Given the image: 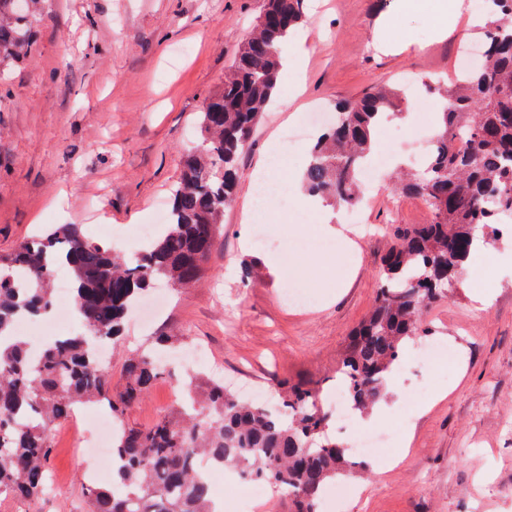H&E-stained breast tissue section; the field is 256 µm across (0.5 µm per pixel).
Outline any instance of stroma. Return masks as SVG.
<instances>
[{"instance_id":"obj_1","label":"stroma","mask_w":512,"mask_h":512,"mask_svg":"<svg viewBox=\"0 0 512 512\" xmlns=\"http://www.w3.org/2000/svg\"><path fill=\"white\" fill-rule=\"evenodd\" d=\"M262 0H41L35 49L0 68V253L52 224L130 229L152 223L169 204L181 161L200 146L206 100L224 83L234 54L261 12ZM309 54L302 76L286 73L239 157L234 201L224 212L204 278L192 288L159 282L145 298L165 297L150 327L127 318L107 369L113 386L134 350L168 337L177 352L201 347L205 364L178 367L125 416L132 425L176 415L186 389L208 379L225 385L307 382L329 394L351 333L370 310L392 224H427L416 197L397 192L391 172L362 194L359 236L342 213L347 236L338 249L284 255L295 208H275L265 226L269 245L251 242L246 219L258 164L295 118L408 79H450L466 44L479 39L432 31L438 0L401 12L400 0H306ZM412 125L397 150L399 167L421 163L438 127L441 98L432 91L406 100ZM279 266L271 268L267 256ZM259 266L245 281L241 268ZM477 287L493 294L474 309L468 289L450 293L423 314L422 326L453 352H466L462 382L413 365L401 374L395 405L416 403L398 446L380 449L367 473L328 482L318 512H512V239L471 255ZM413 401V400H412ZM73 433L52 426L54 483L44 497L0 499V512H86L96 483L93 457L76 454Z\"/></svg>"}]
</instances>
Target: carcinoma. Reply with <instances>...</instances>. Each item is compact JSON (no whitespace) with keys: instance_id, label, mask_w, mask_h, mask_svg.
Masks as SVG:
<instances>
[{"instance_id":"1","label":"carcinoma","mask_w":512,"mask_h":512,"mask_svg":"<svg viewBox=\"0 0 512 512\" xmlns=\"http://www.w3.org/2000/svg\"><path fill=\"white\" fill-rule=\"evenodd\" d=\"M303 2L264 0L224 86L203 107L201 149L184 162L160 238L125 260L108 244L61 224L0 256V498L44 493L53 453L49 431L76 405H104L119 418L160 379L154 352L143 351L125 362L124 385L112 391L90 337L117 339L129 309L155 282L189 287L203 276L233 201L239 156L277 88L280 46L301 22ZM34 3L0 0V66L30 53ZM492 3L480 26L482 62L457 71L439 89L445 104L431 152L401 183L427 204L432 221L390 231L375 304L338 361L360 413L383 397L406 342L425 333V309L460 287L475 233L482 232L486 243L506 233L503 213L512 212V0ZM403 100L401 88L391 87L336 104L338 120L309 147L306 191L333 205L358 207V171L371 153V132ZM58 266L71 273L75 310L86 331L47 343L33 362L13 329L22 316L52 310L48 285ZM278 397L273 411L235 397L213 379L204 400L182 406L178 416L123 426L112 444L123 492L89 486L90 512H215L211 484L196 470L201 454L270 484L288 498L291 512H317L328 480L353 476L367 464L352 460L344 443L326 433L329 417L315 387L286 385Z\"/></svg>"}]
</instances>
